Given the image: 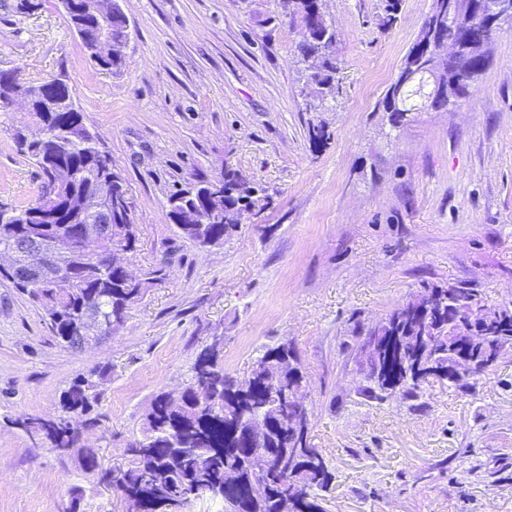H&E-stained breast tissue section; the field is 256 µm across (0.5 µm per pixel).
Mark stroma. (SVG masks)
Listing matches in <instances>:
<instances>
[{"mask_svg": "<svg viewBox=\"0 0 512 512\" xmlns=\"http://www.w3.org/2000/svg\"><path fill=\"white\" fill-rule=\"evenodd\" d=\"M342 91L307 109L300 29L281 0H123L125 64L99 68L57 0H0V69L62 75L135 204L139 272L162 270L99 344L61 347L42 312L0 279V512H126L76 456L10 426L59 412L77 375L107 366L85 431L104 468L124 466L154 397L183 388L204 347L244 377L264 347L295 346L311 382L310 437L336 474L328 512H512V351L460 392L424 383L379 401L356 363L366 330L429 282L512 304V25L467 97L392 127L379 104L432 0H321ZM24 113L0 109V203L25 206L42 171L22 155ZM329 137L310 146L309 122ZM239 170L267 205L203 249L168 220L177 190ZM509 468L487 483L472 465Z\"/></svg>", "mask_w": 512, "mask_h": 512, "instance_id": "obj_1", "label": "stroma"}]
</instances>
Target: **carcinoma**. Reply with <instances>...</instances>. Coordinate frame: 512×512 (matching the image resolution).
Returning a JSON list of instances; mask_svg holds the SVG:
<instances>
[{
	"label": "carcinoma",
	"mask_w": 512,
	"mask_h": 512,
	"mask_svg": "<svg viewBox=\"0 0 512 512\" xmlns=\"http://www.w3.org/2000/svg\"><path fill=\"white\" fill-rule=\"evenodd\" d=\"M282 6L289 15L319 11L318 0H282ZM431 32L461 41L468 30H452L447 18L427 16L400 66L403 71L412 65L423 68L433 62L443 71L448 78V96L422 102L433 110H443L448 108V98L457 101L467 95L488 61L483 54L465 67L454 55L434 58ZM334 40V31L326 25L320 28V35L308 37L299 45L302 61L316 62L307 77L311 112L340 93L338 61L330 52ZM417 96V89H402L393 82L379 108L388 113L389 123L398 127L406 113L416 110L413 100ZM29 116L40 123L42 141L29 144L18 132L15 138L23 155L41 169L45 181L33 203L20 207L0 205V248L26 234L38 235L48 242L76 236L82 225L74 223L69 212H60L49 224L36 223L33 214L42 208L46 194L61 179L79 192L87 183L112 175V156L84 125L76 104L47 112L37 106ZM200 192L201 188L193 186L172 194L167 215L183 237L203 249L224 244L235 232L240 212L262 201L244 186L237 170L226 169L224 200L219 202L224 221L194 224L182 220L184 211L178 202L197 199ZM133 227L131 219L123 223L124 234L102 243L99 259L80 253L64 257L59 278L66 286L62 288L51 282L25 281L7 270H0V278L12 282L42 309L62 347L78 350L84 346L86 336L112 335L145 288L161 279V270L155 269L131 283L122 266L112 261L119 252L129 254L136 250ZM421 290V303L397 305L388 314L387 323L370 328L365 334V339L376 338L380 345L379 358L359 360L367 381L365 390L373 399L383 401L395 393L416 397L423 381L413 365L421 356L439 372V381L468 392L474 389L478 377L489 373L485 368L487 356L512 351L511 307L494 306L489 321L471 323L462 314L467 304L480 302L471 289L425 284ZM394 334L400 336V341L389 340ZM472 335L482 337V343L471 349L473 371L466 378L456 379L448 370V359L455 358L459 343ZM95 375L96 381L77 376L62 392L63 416L58 420L18 417L10 424L27 434L43 436L61 455L77 454L85 471L98 470L97 452L77 446L78 438L67 425V417L72 414L95 424L93 411L108 369L101 368ZM249 375L256 382L250 393L224 371L217 348L201 351L181 396L175 398L162 392L153 399L140 436L127 449V467L106 471L101 480L126 497H138L144 512L185 504L210 495L217 487L224 488V512H326L325 495L335 480L333 468L322 451L311 444L308 432L291 427V421L302 414L298 405L311 389L295 347L281 343L265 348L252 363ZM300 389L303 396L294 397V391ZM253 418L263 419L271 430L255 438L250 447L266 449L272 466L287 472L286 479L268 483L267 493L258 500L252 498L257 477L244 466V433L249 431L248 422Z\"/></svg>",
	"instance_id": "obj_1"
}]
</instances>
